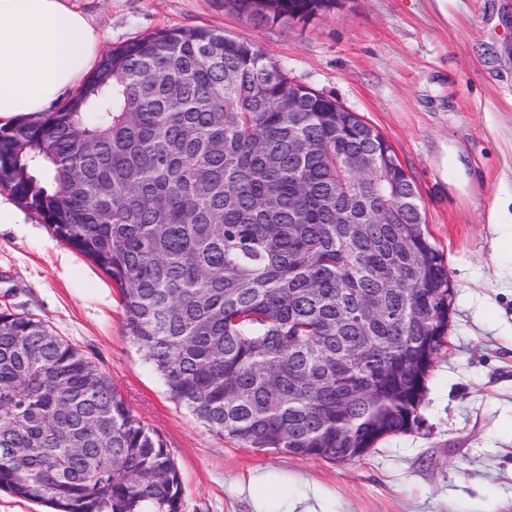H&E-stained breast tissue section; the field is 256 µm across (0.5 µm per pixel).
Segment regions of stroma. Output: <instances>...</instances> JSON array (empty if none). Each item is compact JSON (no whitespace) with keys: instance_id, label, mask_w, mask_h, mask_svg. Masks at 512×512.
Wrapping results in <instances>:
<instances>
[{"instance_id":"obj_1","label":"stroma","mask_w":512,"mask_h":512,"mask_svg":"<svg viewBox=\"0 0 512 512\" xmlns=\"http://www.w3.org/2000/svg\"><path fill=\"white\" fill-rule=\"evenodd\" d=\"M110 51L161 27L254 42L295 82L381 133L448 260L449 344L412 431L359 460L240 447L168 395L126 334L120 293L36 214L0 224V309L93 361L180 469L182 512H255L270 474L313 512H512V0H341L308 24L255 26L224 0H75Z\"/></svg>"}]
</instances>
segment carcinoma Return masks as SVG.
Returning <instances> with one entry per match:
<instances>
[{
  "label": "carcinoma",
  "mask_w": 512,
  "mask_h": 512,
  "mask_svg": "<svg viewBox=\"0 0 512 512\" xmlns=\"http://www.w3.org/2000/svg\"><path fill=\"white\" fill-rule=\"evenodd\" d=\"M256 26L336 0H224ZM269 53L207 26L101 57L37 120L0 126V186L119 289L170 398L258 450L346 462L411 431L448 335V264L413 179ZM404 206L383 212L382 194ZM383 301L387 313L371 316ZM0 492L52 512H181L161 437L29 314L0 310ZM392 165L391 160L384 155L378 158L376 155H354L347 158L345 166L352 171H382L385 172Z\"/></svg>",
  "instance_id": "obj_1"
}]
</instances>
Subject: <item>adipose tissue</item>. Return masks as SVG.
<instances>
[{
	"instance_id": "adipose-tissue-1",
	"label": "adipose tissue",
	"mask_w": 512,
	"mask_h": 512,
	"mask_svg": "<svg viewBox=\"0 0 512 512\" xmlns=\"http://www.w3.org/2000/svg\"><path fill=\"white\" fill-rule=\"evenodd\" d=\"M100 44L71 0H0V120L48 112L97 65Z\"/></svg>"
}]
</instances>
